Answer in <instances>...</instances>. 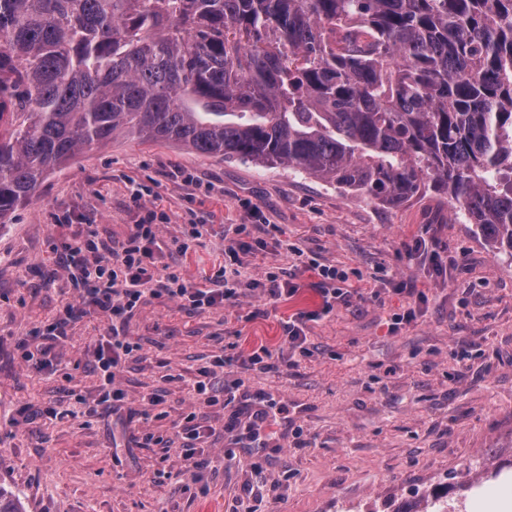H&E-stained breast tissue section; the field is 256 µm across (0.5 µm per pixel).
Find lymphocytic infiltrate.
<instances>
[{
  "label": "lymphocytic infiltrate",
  "instance_id": "obj_1",
  "mask_svg": "<svg viewBox=\"0 0 512 512\" xmlns=\"http://www.w3.org/2000/svg\"><path fill=\"white\" fill-rule=\"evenodd\" d=\"M245 231V225H236V238L224 249L223 266L205 285L188 282L180 272L166 266L151 271L154 255L161 251L163 242L157 225L149 219L134 225L127 239L115 246L92 239L66 244V261L82 267L84 286L79 291V300L66 304L54 321L21 343L22 361L42 366L47 354L64 345L66 328L74 318L102 311L122 319L148 296L177 301L182 309L191 313L216 305L232 306L240 297L257 291L272 301L294 296L300 289L299 284L282 282L271 273L260 280L242 270L238 252L245 246L242 239ZM290 253L301 259L305 269L318 276L322 296L319 311L300 312L288 320L285 341L289 349L304 355L308 352L306 322L331 313L337 303L350 302L354 292L347 287L349 276L344 269L306 259L303 251L295 247ZM134 350V345L117 333L97 347L96 366L102 373L103 384L97 399L84 404L83 415H98L121 407L125 393L116 386L115 376L122 359Z\"/></svg>",
  "mask_w": 512,
  "mask_h": 512
}]
</instances>
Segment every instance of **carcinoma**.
Listing matches in <instances>:
<instances>
[{
    "mask_svg": "<svg viewBox=\"0 0 512 512\" xmlns=\"http://www.w3.org/2000/svg\"><path fill=\"white\" fill-rule=\"evenodd\" d=\"M118 136L433 186L512 255V0H0V225Z\"/></svg>",
    "mask_w": 512,
    "mask_h": 512,
    "instance_id": "obj_1",
    "label": "carcinoma"
}]
</instances>
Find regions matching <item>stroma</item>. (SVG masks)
<instances>
[{
  "instance_id": "obj_1",
  "label": "stroma",
  "mask_w": 512,
  "mask_h": 512,
  "mask_svg": "<svg viewBox=\"0 0 512 512\" xmlns=\"http://www.w3.org/2000/svg\"><path fill=\"white\" fill-rule=\"evenodd\" d=\"M143 192L129 195L130 184ZM154 211L170 242L186 225L207 230L184 254L156 265L202 283L224 264V227H248L241 253L254 278L300 283L293 298L253 294L237 306L191 314L149 298L122 334L138 350L116 377L126 394L116 412L88 420L47 419L43 407L93 401L101 378L93 337L112 333L104 312L74 319L58 356L27 366L18 345L74 299L77 286L59 245L91 235L124 241ZM343 267L366 299L337 305L308 325L307 355H293L283 327L318 310L312 272L278 244ZM425 240L445 262L434 272L407 243ZM423 291L424 302L396 294ZM417 319L391 329L393 314ZM267 347L263 372L243 359ZM211 377L231 400L194 408L187 386L214 357ZM159 395L161 405L150 402ZM197 412L211 463L194 471L181 454L146 443L175 437ZM512 256L496 251L429 190L390 207L294 169L219 159L166 143L124 137L53 173L36 198L0 228V485L27 512H336L364 501L369 512H416L430 479L460 489L465 469L491 458L512 469Z\"/></svg>"
}]
</instances>
